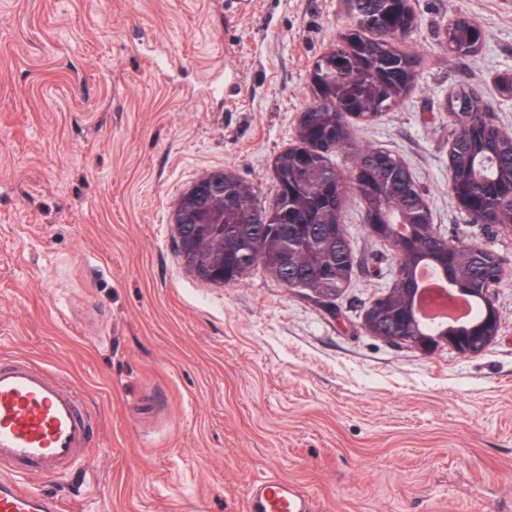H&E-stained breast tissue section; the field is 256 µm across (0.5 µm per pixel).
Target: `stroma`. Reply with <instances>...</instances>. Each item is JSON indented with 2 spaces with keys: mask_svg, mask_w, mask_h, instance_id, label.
Masks as SVG:
<instances>
[{
  "mask_svg": "<svg viewBox=\"0 0 512 512\" xmlns=\"http://www.w3.org/2000/svg\"><path fill=\"white\" fill-rule=\"evenodd\" d=\"M412 7L417 87L355 122L335 164L399 156L443 237L502 258L499 332L475 357L365 330L396 257L356 193L335 309L259 267L208 284L179 255L173 212L204 173L271 203L312 65L353 23L345 0H0V356L81 389L93 424L79 469L32 487L77 512H244L278 476L311 512H512V233L459 209L445 110L471 85L512 132L494 84L512 72V0ZM458 14L482 29L474 54L445 45Z\"/></svg>",
  "mask_w": 512,
  "mask_h": 512,
  "instance_id": "stroma-1",
  "label": "stroma"
}]
</instances>
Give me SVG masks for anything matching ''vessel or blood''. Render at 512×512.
Instances as JSON below:
<instances>
[{"mask_svg":"<svg viewBox=\"0 0 512 512\" xmlns=\"http://www.w3.org/2000/svg\"><path fill=\"white\" fill-rule=\"evenodd\" d=\"M91 415L75 387L28 358H0V512H60L53 496L24 483L33 474L63 476L89 450ZM245 512H310L292 482L254 483Z\"/></svg>","mask_w":512,"mask_h":512,"instance_id":"b4317fda","label":"vessel or blood"}]
</instances>
